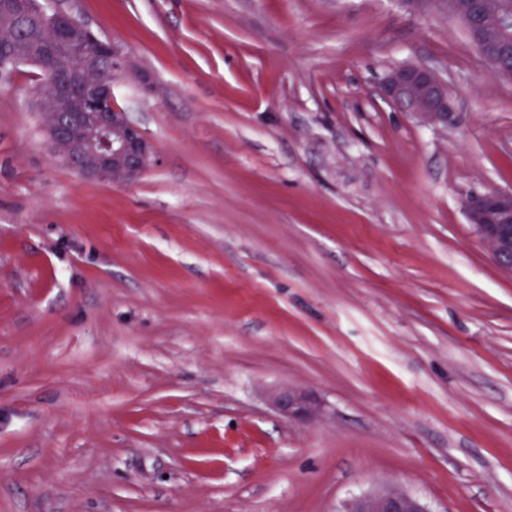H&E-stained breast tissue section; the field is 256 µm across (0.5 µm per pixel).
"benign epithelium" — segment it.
Instances as JSON below:
<instances>
[{
    "mask_svg": "<svg viewBox=\"0 0 512 512\" xmlns=\"http://www.w3.org/2000/svg\"><path fill=\"white\" fill-rule=\"evenodd\" d=\"M448 10L466 20L471 40L487 61L501 56L505 44L512 43V10L502 0H448ZM0 12L19 26L36 15L48 33L32 49L14 40L0 44V82L32 59L46 66L55 61L65 64L64 77L49 82L51 93L44 102L45 131L58 156L88 179L137 181L156 163V153L128 113L113 102L115 81L130 68L124 49L102 39L79 17L38 0H0ZM382 92L425 123L446 128L456 120L447 80L428 67L392 68ZM465 209L485 250L512 273V192L473 194ZM271 403L282 416L303 422L315 420L323 411L317 397L293 387L275 392ZM344 512L431 510L419 498L387 487L354 499Z\"/></svg>",
    "mask_w": 512,
    "mask_h": 512,
    "instance_id": "obj_1",
    "label": "benign epithelium"
}]
</instances>
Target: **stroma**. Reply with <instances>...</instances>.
I'll list each match as a JSON object with an SVG mask.
<instances>
[{"mask_svg":"<svg viewBox=\"0 0 512 512\" xmlns=\"http://www.w3.org/2000/svg\"><path fill=\"white\" fill-rule=\"evenodd\" d=\"M55 6L157 161L83 178L34 68L0 87V512H512V274L464 211L512 191V81L446 0ZM402 64L454 125L381 96ZM382 92L390 102L425 123L446 128L456 120L447 80L428 67L405 64L392 68ZM271 403L282 416L303 422L315 420L323 411V404L317 397L293 387L275 392L271 396ZM343 512H430L427 505L397 487H387L354 499Z\"/></svg>","mask_w":512,"mask_h":512,"instance_id":"obj_1","label":"stroma"}]
</instances>
